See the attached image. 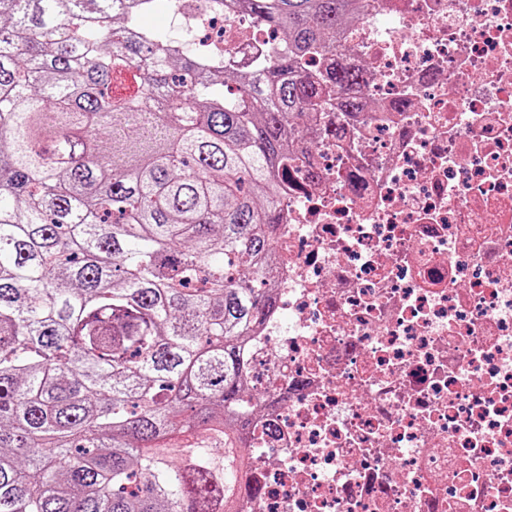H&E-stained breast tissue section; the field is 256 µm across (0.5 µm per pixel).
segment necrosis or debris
Listing matches in <instances>:
<instances>
[{
  "label": "necrosis or debris",
  "mask_w": 512,
  "mask_h": 512,
  "mask_svg": "<svg viewBox=\"0 0 512 512\" xmlns=\"http://www.w3.org/2000/svg\"><path fill=\"white\" fill-rule=\"evenodd\" d=\"M361 5L368 109L299 141L243 348L240 512H512V0Z\"/></svg>",
  "instance_id": "obj_1"
}]
</instances>
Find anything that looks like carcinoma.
<instances>
[{"label":"carcinoma","instance_id":"cac0c4a2","mask_svg":"<svg viewBox=\"0 0 512 512\" xmlns=\"http://www.w3.org/2000/svg\"><path fill=\"white\" fill-rule=\"evenodd\" d=\"M164 1L0 0V512H239L289 142L366 105L326 43L359 0H243L255 69Z\"/></svg>","mask_w":512,"mask_h":512}]
</instances>
